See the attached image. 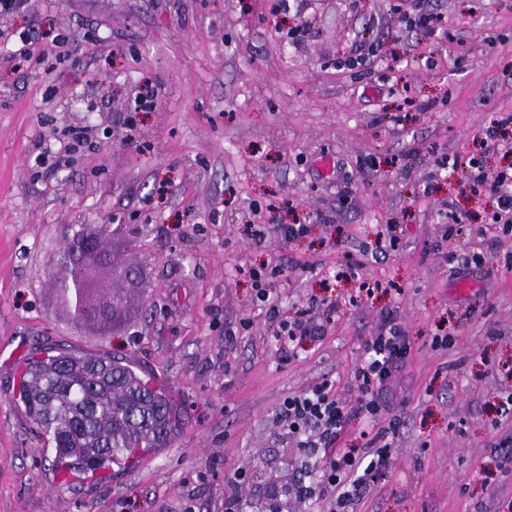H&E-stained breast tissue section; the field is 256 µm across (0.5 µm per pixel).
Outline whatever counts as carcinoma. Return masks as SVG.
I'll list each match as a JSON object with an SVG mask.
<instances>
[{"label": "carcinoma", "instance_id": "1", "mask_svg": "<svg viewBox=\"0 0 512 512\" xmlns=\"http://www.w3.org/2000/svg\"><path fill=\"white\" fill-rule=\"evenodd\" d=\"M21 401L65 474L156 453L170 447L176 433L168 392L105 355L62 351L30 361Z\"/></svg>", "mask_w": 512, "mask_h": 512}]
</instances>
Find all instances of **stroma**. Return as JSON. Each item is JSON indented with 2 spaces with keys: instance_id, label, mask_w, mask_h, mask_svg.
I'll use <instances>...</instances> for the list:
<instances>
[{
  "instance_id": "1",
  "label": "stroma",
  "mask_w": 512,
  "mask_h": 512,
  "mask_svg": "<svg viewBox=\"0 0 512 512\" xmlns=\"http://www.w3.org/2000/svg\"><path fill=\"white\" fill-rule=\"evenodd\" d=\"M400 0H36L0 14V512H224V480L248 477L245 512L287 490L304 451L276 410L322 379L358 396L365 344L396 318L411 350L342 438L361 448L401 423L384 479L350 512H512V232L494 197L453 162L512 169V0H430L424 35ZM42 60H4L19 33ZM69 38L59 56L55 35ZM156 108L125 111L143 86ZM93 111L100 129L54 167L53 129ZM447 158L448 168L437 165ZM134 218L112 236L123 310L100 327L57 298L68 224ZM257 224H304V236ZM286 273L255 299L251 270ZM467 280L469 291L458 284ZM379 282L360 296L362 282ZM334 304L323 316L319 302ZM309 309L316 342L284 357L279 320ZM233 337H225V329ZM132 361L168 391L171 447L109 479L58 484L53 453L15 401L27 360L49 350ZM416 2L414 5V15L411 17L407 13L400 14L401 24H403L406 28H417L423 32L424 35H430L435 31V27L438 24L437 21L440 19L438 16H435L431 12H429L426 8L428 1L422 0H411ZM433 21V26L428 27V22Z\"/></svg>"
}]
</instances>
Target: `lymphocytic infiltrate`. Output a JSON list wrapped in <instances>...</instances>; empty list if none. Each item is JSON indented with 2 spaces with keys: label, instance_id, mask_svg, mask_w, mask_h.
Segmentation results:
<instances>
[{
  "label": "lymphocytic infiltrate",
  "instance_id": "f902f5d3",
  "mask_svg": "<svg viewBox=\"0 0 512 512\" xmlns=\"http://www.w3.org/2000/svg\"><path fill=\"white\" fill-rule=\"evenodd\" d=\"M466 178L486 186L497 199L493 221L512 222V173L495 176L466 171ZM409 353V344L395 320H388L365 347V358L356 369L363 407H349L336 397L330 380H322L299 394L286 397L278 406L277 421L304 448L303 464L311 482L297 488L303 499L327 501L330 512H346L351 502L369 490L390 464L388 438L398 429L397 420L380 427L363 448L338 449L337 443L352 416L359 410L377 415L381 407L376 395Z\"/></svg>",
  "mask_w": 512,
  "mask_h": 512
}]
</instances>
